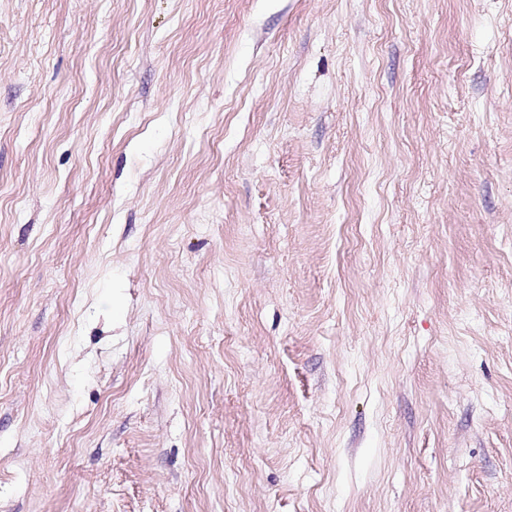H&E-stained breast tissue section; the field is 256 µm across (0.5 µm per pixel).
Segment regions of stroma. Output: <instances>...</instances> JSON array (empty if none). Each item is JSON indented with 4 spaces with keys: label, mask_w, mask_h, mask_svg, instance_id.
Segmentation results:
<instances>
[{
    "label": "stroma",
    "mask_w": 512,
    "mask_h": 512,
    "mask_svg": "<svg viewBox=\"0 0 512 512\" xmlns=\"http://www.w3.org/2000/svg\"><path fill=\"white\" fill-rule=\"evenodd\" d=\"M0 512H512V0H0Z\"/></svg>",
    "instance_id": "1"
}]
</instances>
